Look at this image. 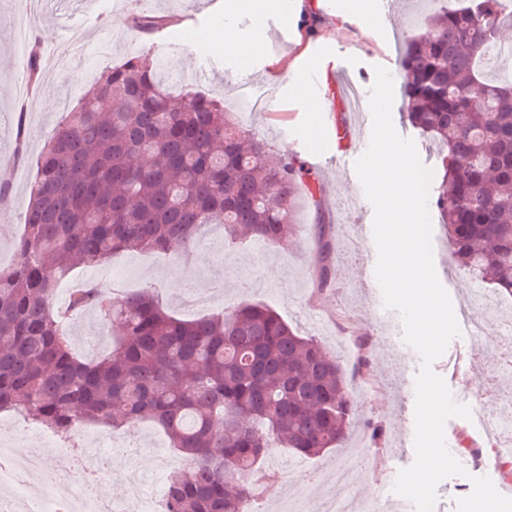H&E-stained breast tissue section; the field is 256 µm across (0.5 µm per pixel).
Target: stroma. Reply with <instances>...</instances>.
Instances as JSON below:
<instances>
[{
	"label": "stroma",
	"instance_id": "1",
	"mask_svg": "<svg viewBox=\"0 0 512 512\" xmlns=\"http://www.w3.org/2000/svg\"><path fill=\"white\" fill-rule=\"evenodd\" d=\"M202 0H34L35 25L29 38L39 43L42 59L38 86L32 105L22 109L18 96L28 79L26 53L20 52L12 28L4 20L13 13L14 0H0V184L9 188L7 202H0V263L13 258L12 241L24 221L30 184L36 161L65 112L109 66L126 61L135 51L156 57L161 69L182 70L187 84L171 85V92L190 86L223 102L225 111H234L239 90L238 73L249 82L264 86L271 106L253 113L250 129L264 138L272 149L305 160L311 184L321 185L320 196L301 190L297 201L295 236L288 248L267 247L256 255L250 244L225 247L223 253L210 250L212 242L223 240L220 225L205 229L189 259L161 261L144 253L118 257L114 266L74 269L67 282L78 285L87 280L108 289L126 292L144 288L155 290L163 306L183 319L200 317L192 306L194 297L210 293L222 285L215 312L241 302L262 303L272 308L292 327L304 334L318 335L320 328H332V335L361 336L369 344L364 355L376 382L374 393L356 395L357 423L353 429L368 446L360 457L349 446L333 448L303 460L300 468L289 469L294 455L286 448H274L263 460L272 477L266 484L269 503L293 497L296 486H307L317 499L339 495L357 500L392 496L399 470L414 459V402L403 392L408 345L401 335V322L384 324L377 320L369 291L364 287L358 266L364 258L362 236L371 235L373 208L366 198L356 197V185L346 180L327 160L336 153L334 124L306 112L295 74L314 65L329 69L346 66L361 93H369L373 68L385 66L398 74L399 50L412 33L423 34L424 20L433 9L432 0H371L382 24L357 25L345 20L348 0H319L322 18L317 35L298 42L297 23L290 11L279 10L254 18L248 8H240L233 23L240 36H249L262 26L268 36L263 55L244 61H229L223 50L209 48L196 39L198 31L223 21V0L205 8ZM154 17L175 16L176 25L146 37L128 25L130 11ZM26 140H19V129ZM294 130L298 146L287 147L283 130ZM325 219L333 227L339 249L337 272L324 289L315 287V258L318 241L315 224ZM434 262L437 275L449 292L455 309L467 305L479 282L452 263L442 224L433 226ZM503 329L490 322L484 333L469 332L455 339L445 357L433 365L451 393L476 388L487 377L507 385L512 378L500 367L497 346ZM383 429L378 441H371L367 423ZM118 446L136 452V462L146 478L167 475L184 462L171 448L164 432L155 424L140 422L113 431ZM349 471L346 485L335 483L337 469Z\"/></svg>",
	"mask_w": 512,
	"mask_h": 512
}]
</instances>
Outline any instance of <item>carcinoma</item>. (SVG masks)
I'll return each mask as SVG.
<instances>
[{
    "label": "carcinoma",
    "mask_w": 512,
    "mask_h": 512,
    "mask_svg": "<svg viewBox=\"0 0 512 512\" xmlns=\"http://www.w3.org/2000/svg\"><path fill=\"white\" fill-rule=\"evenodd\" d=\"M433 2L430 30L399 52L407 119L443 171L429 206L457 265L512 296V79L485 74L512 12ZM129 25L144 34L158 20L134 12ZM158 71L140 54L104 71L37 159L13 260L0 265V411L69 442L87 422H153L188 459L169 474L166 512H247L274 445L310 457L346 440L357 404L336 357L262 304L182 320L150 288L114 297L95 282L56 304L74 268L184 258L215 222L231 244L288 246L304 165L221 102L171 95ZM335 270L321 224L317 286ZM89 311L122 330L87 360L70 323Z\"/></svg>",
    "instance_id": "1"
}]
</instances>
